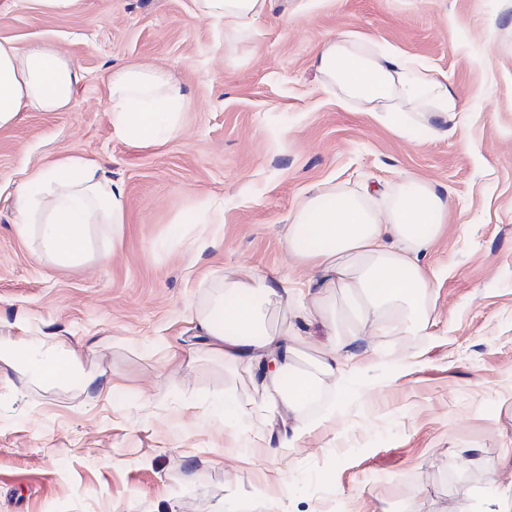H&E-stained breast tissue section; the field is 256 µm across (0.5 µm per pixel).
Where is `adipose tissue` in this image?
<instances>
[{
  "label": "adipose tissue",
  "mask_w": 512,
  "mask_h": 512,
  "mask_svg": "<svg viewBox=\"0 0 512 512\" xmlns=\"http://www.w3.org/2000/svg\"><path fill=\"white\" fill-rule=\"evenodd\" d=\"M273 0H195L198 15L224 24V46L257 39L258 21ZM312 65L339 98L366 112L404 118L406 110L447 122L462 109L447 78L395 50H373L343 33L319 48ZM81 70L53 43L19 47L0 40V129L20 113L64 112L74 103ZM114 135L137 146H156L184 129L186 95L169 72L142 62L111 70L104 80ZM448 197L407 174L382 211L365 193L326 184L305 194L281 232L289 256L307 268L304 278H247L227 271L212 275L207 297L191 312L207 357L254 382L259 404L273 416L299 420L343 369L342 351L363 325L380 336H426L433 324L432 296L441 271L425 261L448 222ZM18 232L37 235L42 255L64 267L106 263L110 252L95 239L118 233L126 222L125 189L94 159L60 155L32 170L16 202ZM343 300L351 315L336 317ZM293 308V319L280 318ZM319 320L332 342L308 356L300 321ZM84 367L65 340L0 337V380L8 385L68 383L109 394L118 384Z\"/></svg>",
  "instance_id": "obj_1"
}]
</instances>
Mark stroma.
<instances>
[{"mask_svg":"<svg viewBox=\"0 0 512 512\" xmlns=\"http://www.w3.org/2000/svg\"><path fill=\"white\" fill-rule=\"evenodd\" d=\"M259 27L228 53L194 0H0L1 39L53 41L84 74L69 111L0 130V336L94 345L88 364L123 388L0 385V512H482L487 488L512 485V0H278ZM343 32L447 76L462 112L400 133L341 103L310 62ZM134 61L188 95L183 133L159 146L112 132L104 79ZM63 153L124 185L106 264L38 259L17 231L19 186ZM404 170L448 194L426 255L431 333L358 337L344 398L323 395L292 438L251 409L247 374L201 352L187 312L216 271L303 276L280 232L311 188L382 199ZM206 199L223 223H181ZM228 399L249 413L220 419Z\"/></svg>","mask_w":512,"mask_h":512,"instance_id":"obj_1","label":"stroma"}]
</instances>
